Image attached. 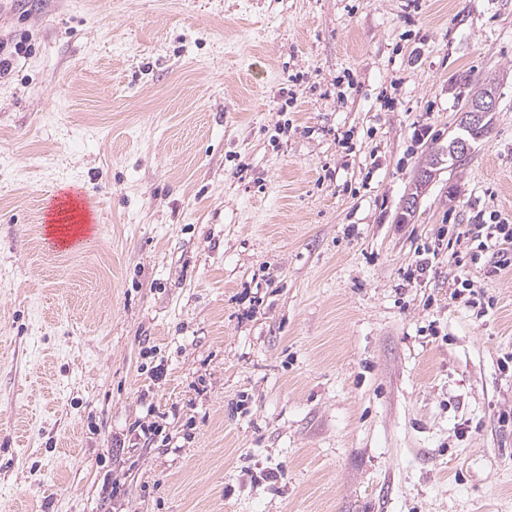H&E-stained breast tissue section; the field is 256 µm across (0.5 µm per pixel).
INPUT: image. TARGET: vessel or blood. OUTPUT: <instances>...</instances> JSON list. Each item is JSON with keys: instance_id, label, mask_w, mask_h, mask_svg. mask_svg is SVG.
Instances as JSON below:
<instances>
[{"instance_id": "b4317fda", "label": "vessel or blood", "mask_w": 512, "mask_h": 512, "mask_svg": "<svg viewBox=\"0 0 512 512\" xmlns=\"http://www.w3.org/2000/svg\"><path fill=\"white\" fill-rule=\"evenodd\" d=\"M48 223L41 244L52 252L73 253L85 248L98 235L93 217L98 210L97 198L83 187L73 184L57 189L45 198Z\"/></svg>"}]
</instances>
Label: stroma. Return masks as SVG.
I'll list each match as a JSON object with an SVG mask.
<instances>
[{"instance_id":"1","label":"stroma","mask_w":512,"mask_h":512,"mask_svg":"<svg viewBox=\"0 0 512 512\" xmlns=\"http://www.w3.org/2000/svg\"><path fill=\"white\" fill-rule=\"evenodd\" d=\"M0 41V512H512V270L407 277L512 225V0H0ZM73 182L98 237L44 253ZM471 97H468L461 108L468 112ZM498 99L495 93L484 92L476 95L471 103L470 112L466 114V124L474 130L486 128L487 118L497 109Z\"/></svg>"}]
</instances>
